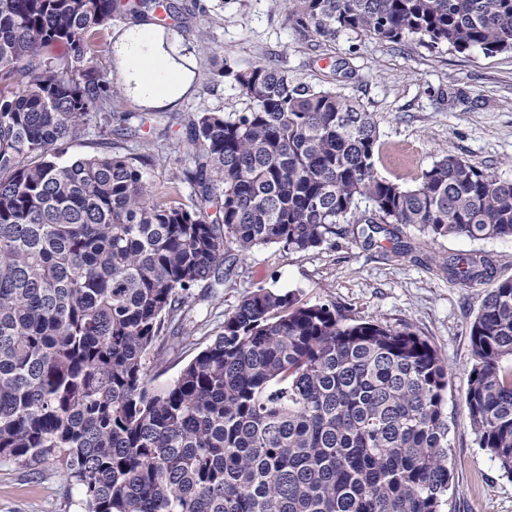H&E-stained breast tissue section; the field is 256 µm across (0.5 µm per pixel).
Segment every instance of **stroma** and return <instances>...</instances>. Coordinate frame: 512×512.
Segmentation results:
<instances>
[{
    "label": "stroma",
    "instance_id": "obj_1",
    "mask_svg": "<svg viewBox=\"0 0 512 512\" xmlns=\"http://www.w3.org/2000/svg\"><path fill=\"white\" fill-rule=\"evenodd\" d=\"M213 3L199 0L186 23L169 30L192 64L195 81L175 108L157 109L155 124L168 123L174 111H243L246 98L231 81L211 83L212 70L225 63L244 69L268 62L297 80L339 90L372 112L384 148L398 151L396 159L379 164L383 177L410 182L406 162L420 169L449 152L512 179V53L431 52L347 34L310 46L296 40L281 0H225L216 18L209 15ZM184 135L177 125L171 138L154 140L157 163L149 178L157 191L167 190L173 172L184 165L183 154L172 147L173 139ZM399 235L412 247L403 258L392 256L388 240L368 243L357 224L347 225L333 244L308 252L275 245L255 249L232 279L216 285L223 305L212 306L198 287L190 316L223 320L262 286L294 292L304 303L336 301L358 319L410 323L451 369L446 409L452 486L443 512H512V480L478 447L463 405L471 362L469 327L487 287L451 282L435 266L441 256L485 253L495 260L500 277H512V239L450 236L421 248L414 228H401ZM0 512H81L80 496L55 465L32 469L2 460Z\"/></svg>",
    "mask_w": 512,
    "mask_h": 512
}]
</instances>
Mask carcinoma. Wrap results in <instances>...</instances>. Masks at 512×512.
Masks as SVG:
<instances>
[{
    "instance_id": "carcinoma-1",
    "label": "carcinoma",
    "mask_w": 512,
    "mask_h": 512,
    "mask_svg": "<svg viewBox=\"0 0 512 512\" xmlns=\"http://www.w3.org/2000/svg\"><path fill=\"white\" fill-rule=\"evenodd\" d=\"M296 39L342 32L429 50L512 52V0H285ZM168 30L159 0H0V460L52 462L83 512H443L450 369L409 323L258 287L168 384L147 361L194 344L192 289L255 249L291 252L362 224L393 251L448 236L512 239V180L444 153L406 186L381 176L358 101L256 63L226 64L245 112L162 130L186 165L159 196L148 117L119 112L98 63L115 22ZM138 123H132V119ZM97 152L66 146L89 127ZM135 142L140 152L128 153ZM192 187L188 202L180 183ZM492 283L470 325L464 407L512 478V278L486 255L443 258Z\"/></svg>"
}]
</instances>
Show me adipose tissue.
Returning a JSON list of instances; mask_svg holds the SVG:
<instances>
[{
  "instance_id": "adipose-tissue-1",
  "label": "adipose tissue",
  "mask_w": 512,
  "mask_h": 512,
  "mask_svg": "<svg viewBox=\"0 0 512 512\" xmlns=\"http://www.w3.org/2000/svg\"><path fill=\"white\" fill-rule=\"evenodd\" d=\"M112 58L125 93L142 106L176 103L191 88L192 72L154 24L127 25L112 44Z\"/></svg>"
}]
</instances>
